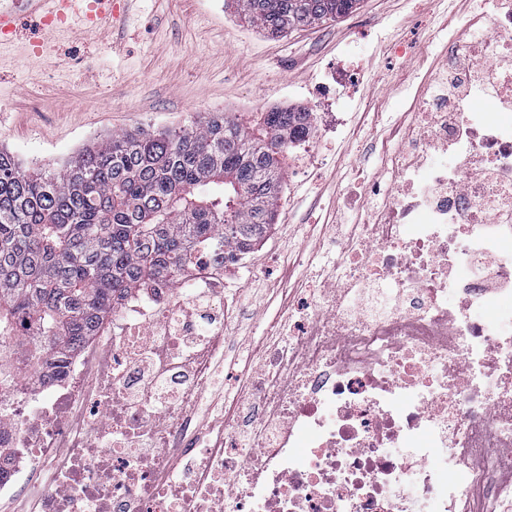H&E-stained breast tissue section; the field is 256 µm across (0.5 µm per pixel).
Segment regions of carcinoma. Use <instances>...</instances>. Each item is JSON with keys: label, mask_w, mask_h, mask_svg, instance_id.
Listing matches in <instances>:
<instances>
[{"label": "carcinoma", "mask_w": 512, "mask_h": 512, "mask_svg": "<svg viewBox=\"0 0 512 512\" xmlns=\"http://www.w3.org/2000/svg\"><path fill=\"white\" fill-rule=\"evenodd\" d=\"M271 37L334 20L359 0H232ZM312 113L258 128L214 113L190 127L124 131L55 170L0 149V386L61 362L133 289L177 286L204 254L231 261L274 226L290 145Z\"/></svg>", "instance_id": "cac0c4a2"}]
</instances>
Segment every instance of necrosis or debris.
Instances as JSON below:
<instances>
[{
  "label": "necrosis or debris",
  "instance_id": "obj_1",
  "mask_svg": "<svg viewBox=\"0 0 512 512\" xmlns=\"http://www.w3.org/2000/svg\"><path fill=\"white\" fill-rule=\"evenodd\" d=\"M448 58L416 93L427 127L387 158L385 206L351 225L219 440L191 426L228 342L206 256L132 292L54 376L0 392V498L39 480L31 512H512V0Z\"/></svg>",
  "mask_w": 512,
  "mask_h": 512
}]
</instances>
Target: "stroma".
I'll list each match as a JSON object with an SVG mask.
<instances>
[{"label": "stroma", "mask_w": 512, "mask_h": 512, "mask_svg": "<svg viewBox=\"0 0 512 512\" xmlns=\"http://www.w3.org/2000/svg\"><path fill=\"white\" fill-rule=\"evenodd\" d=\"M496 13L493 0H360L347 16L273 38L230 0H129L114 32L83 35L75 17L42 54L27 26L0 47V149L53 168L115 132L305 108L326 70L354 72L337 90L345 122L310 164L285 163L272 231L224 271L229 347L195 416L208 430L261 370L254 342L270 326L287 337L297 299L318 300L358 205H382V156L417 126L410 92L443 70L451 30L474 14L493 25Z\"/></svg>", "instance_id": "35a3bbf8"}]
</instances>
